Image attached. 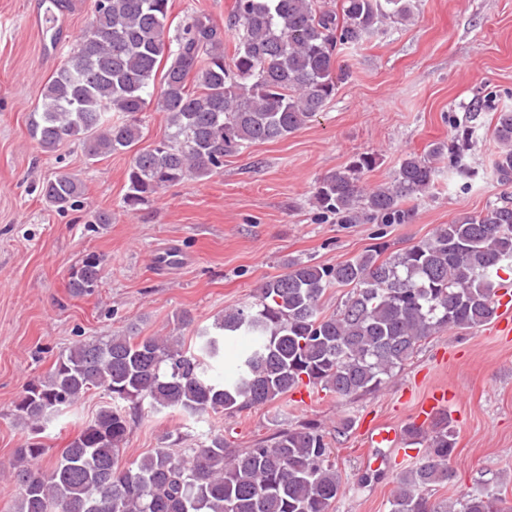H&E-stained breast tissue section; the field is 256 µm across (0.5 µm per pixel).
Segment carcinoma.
<instances>
[{"mask_svg": "<svg viewBox=\"0 0 512 512\" xmlns=\"http://www.w3.org/2000/svg\"><path fill=\"white\" fill-rule=\"evenodd\" d=\"M414 9L413 0H236L224 27L194 14L171 40L170 0H93L68 61L43 89L31 136L44 151L73 138L90 159L132 153L121 207L136 211L171 185L213 175L224 157L313 121L348 77L337 66L341 50L410 22ZM151 109L166 114L168 131L141 149L140 114ZM493 136L492 173L509 185L512 110L496 113ZM468 139L405 155L393 181L374 189L362 179L377 157L358 154L317 183L314 203L345 224H404L412 214L403 204L434 187L440 160L450 159L464 179L474 175L463 163ZM41 193L60 213L83 206L81 182L69 174L43 183ZM384 251L373 247L335 265L290 261L288 272L260 283L252 302L225 311L210 329L193 327L184 312L177 322L193 328V344L180 336L114 333L71 346L14 401V420L28 432L9 463L15 512H330L343 482L315 420L247 448L217 433L196 448H160L128 466L121 458L146 411L231 415L301 386L338 397L375 392L437 332L491 322L500 272H512V203L443 224L402 252ZM103 268V256L86 254L71 268L69 288L92 294ZM334 287L348 292L328 313L322 299ZM237 336L251 337L252 346L235 377L220 380L211 361L224 357L225 342ZM92 389L109 402L43 465L46 423ZM404 433L420 449L399 478L390 512H512L489 489L431 502L433 488L454 479L457 435L444 415L427 427L411 422Z\"/></svg>", "mask_w": 512, "mask_h": 512, "instance_id": "1", "label": "carcinoma"}]
</instances>
